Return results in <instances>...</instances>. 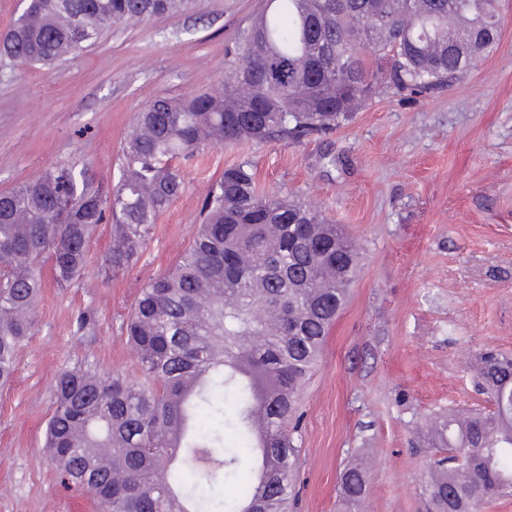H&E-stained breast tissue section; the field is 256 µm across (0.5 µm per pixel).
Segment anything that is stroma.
I'll list each match as a JSON object with an SVG mask.
<instances>
[{"label": "stroma", "instance_id": "stroma-1", "mask_svg": "<svg viewBox=\"0 0 512 512\" xmlns=\"http://www.w3.org/2000/svg\"><path fill=\"white\" fill-rule=\"evenodd\" d=\"M269 6L197 0L190 11L108 30L50 66L0 62V192L61 164L115 181L136 113L160 96L218 90L225 46ZM243 160L264 192L341 224L362 257L303 393L296 512H349L340 475L362 457L369 492L359 512H425L420 486L435 456L426 424L486 408L475 357L512 352V0L498 43L451 88H382L335 133L301 144L205 149L183 164L185 193L128 271L105 274L107 224L69 287L43 268L34 333L0 385V512H67L45 448L54 380L89 363L137 375L122 324L140 288L189 246L211 185ZM83 312L94 319L88 336L76 331Z\"/></svg>", "mask_w": 512, "mask_h": 512}]
</instances>
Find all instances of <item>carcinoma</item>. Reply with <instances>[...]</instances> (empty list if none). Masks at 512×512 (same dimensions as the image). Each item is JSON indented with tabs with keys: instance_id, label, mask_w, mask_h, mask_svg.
Returning a JSON list of instances; mask_svg holds the SVG:
<instances>
[{
	"instance_id": "carcinoma-1",
	"label": "carcinoma",
	"mask_w": 512,
	"mask_h": 512,
	"mask_svg": "<svg viewBox=\"0 0 512 512\" xmlns=\"http://www.w3.org/2000/svg\"><path fill=\"white\" fill-rule=\"evenodd\" d=\"M225 47L222 89L143 108L113 185L86 166L49 167L0 192V384L36 326L42 265L66 287L86 270L99 225H112L106 263H136L152 227L186 190L177 160L206 146L326 136L383 83L427 93L451 87L489 52L500 0H272ZM191 0H27L0 35V60L47 65L110 29L184 9ZM378 14L368 20L369 11ZM381 51L370 62L368 44ZM174 265L141 288L124 333L140 375L65 369L46 427L50 460L104 512H288L298 470L302 390L346 305L360 256L338 224L288 196L260 191L253 167L224 169ZM493 404L428 427L436 458L421 493L427 512H478L512 493V354H479ZM205 408L230 414L237 440L205 430ZM247 469L235 493H209ZM359 460L343 501L368 491Z\"/></svg>"
}]
</instances>
